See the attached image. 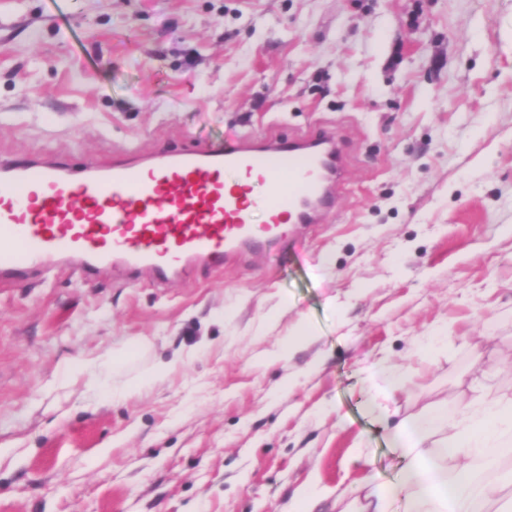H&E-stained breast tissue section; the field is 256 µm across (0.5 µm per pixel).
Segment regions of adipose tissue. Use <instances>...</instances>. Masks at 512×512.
Segmentation results:
<instances>
[{"label": "adipose tissue", "mask_w": 512, "mask_h": 512, "mask_svg": "<svg viewBox=\"0 0 512 512\" xmlns=\"http://www.w3.org/2000/svg\"><path fill=\"white\" fill-rule=\"evenodd\" d=\"M447 425L448 416L441 411L397 425L390 442L404 462L401 478L388 491L360 503L357 512H386L391 495L401 500L403 512H483L485 504L498 496L499 487L476 483L471 465L494 466L512 454V399L471 401L448 439L431 445V435ZM452 461L458 468L451 476L447 467Z\"/></svg>", "instance_id": "ef3b65f1"}]
</instances>
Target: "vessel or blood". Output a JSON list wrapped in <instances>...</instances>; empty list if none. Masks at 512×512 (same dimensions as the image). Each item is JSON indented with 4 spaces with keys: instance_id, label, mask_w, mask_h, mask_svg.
<instances>
[{
    "instance_id": "obj_1",
    "label": "vessel or blood",
    "mask_w": 512,
    "mask_h": 512,
    "mask_svg": "<svg viewBox=\"0 0 512 512\" xmlns=\"http://www.w3.org/2000/svg\"><path fill=\"white\" fill-rule=\"evenodd\" d=\"M345 177L337 136L161 149L81 169L0 159V283L65 269L164 286L319 224Z\"/></svg>"
}]
</instances>
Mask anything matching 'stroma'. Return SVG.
<instances>
[{"mask_svg": "<svg viewBox=\"0 0 512 512\" xmlns=\"http://www.w3.org/2000/svg\"><path fill=\"white\" fill-rule=\"evenodd\" d=\"M246 132L341 137L327 223L166 287L0 285V512H351L392 424L512 398V0H0L1 154ZM376 376L382 382L385 394L382 398L372 396L370 408L374 414V418L384 419L389 412L385 404L388 399L387 393L389 391L402 389L407 382V376L399 367L386 362H382L377 366Z\"/></svg>", "mask_w": 512, "mask_h": 512, "instance_id": "1", "label": "stroma"}]
</instances>
